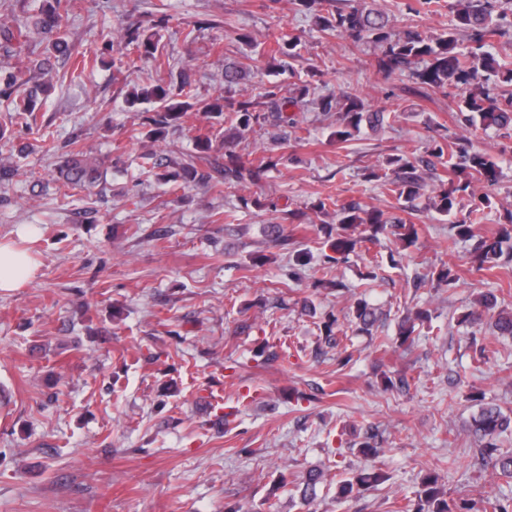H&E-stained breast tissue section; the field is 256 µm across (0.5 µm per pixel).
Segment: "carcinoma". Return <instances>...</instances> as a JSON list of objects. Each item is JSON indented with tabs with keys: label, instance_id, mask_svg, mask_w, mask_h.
<instances>
[{
	"label": "carcinoma",
	"instance_id": "obj_1",
	"mask_svg": "<svg viewBox=\"0 0 512 512\" xmlns=\"http://www.w3.org/2000/svg\"><path fill=\"white\" fill-rule=\"evenodd\" d=\"M324 0H299V6L314 14L315 25L322 32L346 36L357 43L369 40L373 45L372 65L379 73L391 75L408 70L419 81L432 89L459 90L464 96L459 100V111L464 113L465 122L483 130L505 131L512 137V93L505 96L494 92L490 85H512V69H502L497 59L484 51L491 40L512 37V14L499 6L500 0H483L479 8L470 5V0H452L448 11L452 19L448 32L438 37H427L413 30L398 29L390 23L388 16L371 7H353L349 10L338 8L325 14L319 12ZM74 0H44L39 14L24 25L0 27V48L4 53L21 52L23 46L38 38L44 43L43 58L36 61L34 68L42 75L54 70L52 59L69 61L73 47L65 37L63 25L67 21ZM461 31L471 32V45L463 48L458 39ZM121 39L127 46H134L140 56L153 62L158 70L169 66L166 55L159 49V43L141 32L138 26L122 27ZM297 39L276 42V47L266 51L278 62L279 69L292 72L288 59L295 56ZM248 66L242 63L224 64V85L238 83ZM30 69L21 67H0V92L9 100L8 111L18 115L31 114L38 110L44 97L50 91L46 82H37L28 75ZM310 94V85L269 86L260 93V100L250 98L233 100L217 97L208 102L191 103L174 101L170 90L161 83L146 86L134 92L127 102L134 107L145 101L155 104L147 111L142 125L148 127L146 137L164 139L168 129L176 126L190 110L205 115L220 116L229 113L228 122L233 136L253 129L256 125L271 122L277 126L296 125L288 109L297 107ZM324 112L340 107V129L333 133L336 142L343 143L358 131L362 121L381 125L389 120L385 112H367L361 98L350 91L341 90L338 95L319 98ZM66 154L59 169V178L67 189L89 190L96 186L100 177V162L91 157L78 141ZM223 145L215 143L210 135H204L196 143V153L172 162V170L164 174V181L178 185H200L219 189L242 184L258 185L266 173L281 164L282 157L265 153L257 162L247 166L232 151L221 153ZM430 154L436 157L448 155V170L457 180L450 187L428 197L425 208L452 219L451 238L476 240L472 256V268L476 272L494 268H508L512 263V211L504 214V223L492 236H477L476 215L490 207L491 199L478 193L472 180L493 183L496 181L499 165L496 158L486 153L472 152L467 141L455 139L448 142V148L435 145ZM422 160L398 156L386 161L391 174H379L372 170L368 179L382 181V188L388 193L407 202L423 196L424 172L420 170ZM336 228L321 227L327 236H336L330 245L333 252L348 255L356 250L377 245L381 237L392 235L403 247L408 248L418 239L414 225L400 218H389L374 208H367L358 202L336 206ZM497 297L493 294L479 301L478 307L457 318V323L479 327L487 315H492V326L496 335L512 336V311H499ZM358 329L370 332L380 320V313L365 299L356 301L352 310ZM428 314L422 310L415 316L404 317L399 324L400 344L414 342L415 321H425ZM512 426V417L492 403H487L472 420V435L480 454L495 462L500 474L512 477V452L502 450L498 437ZM384 480L379 471L360 473L344 479L338 486V494L349 496L358 490H368ZM324 482V473L311 470L300 482L299 494L305 503H312L317 488ZM401 512H512V497L488 496L475 505L467 499L450 501L438 485V476L429 474L416 493V501L407 503Z\"/></svg>",
	"mask_w": 512,
	"mask_h": 512
}]
</instances>
